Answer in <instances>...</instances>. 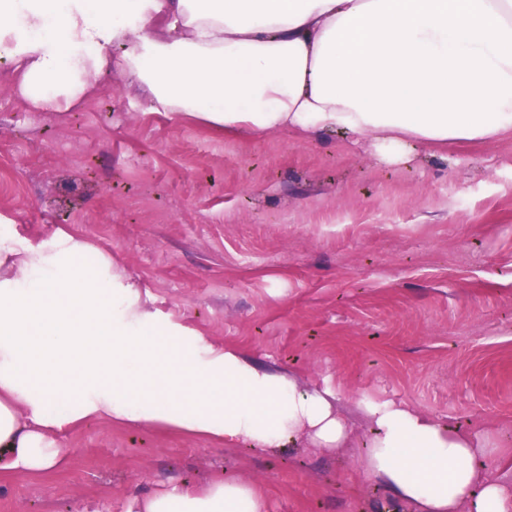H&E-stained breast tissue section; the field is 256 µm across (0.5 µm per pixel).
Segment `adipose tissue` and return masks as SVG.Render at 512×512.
<instances>
[{
  "mask_svg": "<svg viewBox=\"0 0 512 512\" xmlns=\"http://www.w3.org/2000/svg\"><path fill=\"white\" fill-rule=\"evenodd\" d=\"M0 58L58 110L119 69L152 111L235 134L346 131L447 149L512 135V0H0ZM91 243L0 234V449L18 473L67 467L57 434L89 421L203 436L228 448L357 434L331 381L300 387L151 296ZM359 460L413 512H512L481 440L391 399L360 397ZM124 512H268L234 478L132 497Z\"/></svg>",
  "mask_w": 512,
  "mask_h": 512,
  "instance_id": "adipose-tissue-1",
  "label": "adipose tissue"
}]
</instances>
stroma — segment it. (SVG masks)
<instances>
[{
  "label": "stroma",
  "mask_w": 512,
  "mask_h": 512,
  "mask_svg": "<svg viewBox=\"0 0 512 512\" xmlns=\"http://www.w3.org/2000/svg\"><path fill=\"white\" fill-rule=\"evenodd\" d=\"M56 112L0 70V217L52 245L112 254L154 308L308 387L391 398L488 439L512 464V139L412 143L402 163L330 132L227 135L151 111L119 69ZM69 466L0 471V512H121L144 490L230 475L270 512H410L355 449L227 448L93 422L64 433Z\"/></svg>",
  "instance_id": "stroma-1"
}]
</instances>
